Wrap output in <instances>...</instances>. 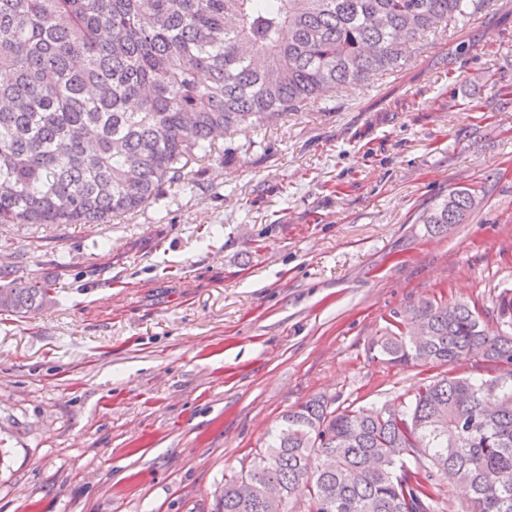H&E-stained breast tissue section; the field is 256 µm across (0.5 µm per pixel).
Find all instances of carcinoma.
I'll use <instances>...</instances> for the list:
<instances>
[{
	"instance_id": "1",
	"label": "carcinoma",
	"mask_w": 512,
	"mask_h": 512,
	"mask_svg": "<svg viewBox=\"0 0 512 512\" xmlns=\"http://www.w3.org/2000/svg\"><path fill=\"white\" fill-rule=\"evenodd\" d=\"M487 0H0V224L104 223L146 204L185 160L371 72ZM474 194L423 212L462 224ZM0 310L22 316L53 283L0 266ZM481 308L425 299L368 346L391 366L475 360L381 406L316 395L284 413L217 512H512V289Z\"/></svg>"
}]
</instances>
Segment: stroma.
<instances>
[{
    "mask_svg": "<svg viewBox=\"0 0 512 512\" xmlns=\"http://www.w3.org/2000/svg\"><path fill=\"white\" fill-rule=\"evenodd\" d=\"M512 0L404 64L241 127L103 224H0L56 288L0 314V512H213L287 410L371 406L423 372L371 361L390 311L512 288ZM234 161L225 164V149ZM468 188V219L420 215Z\"/></svg>",
    "mask_w": 512,
    "mask_h": 512,
    "instance_id": "stroma-1",
    "label": "stroma"
}]
</instances>
